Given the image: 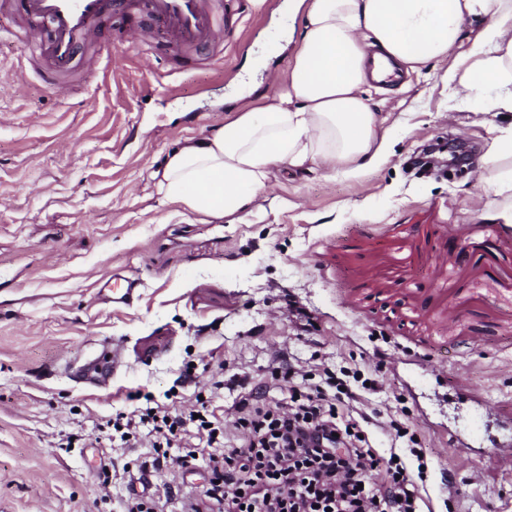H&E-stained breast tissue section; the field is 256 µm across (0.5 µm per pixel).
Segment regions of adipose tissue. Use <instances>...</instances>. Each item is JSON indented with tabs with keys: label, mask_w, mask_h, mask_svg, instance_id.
Segmentation results:
<instances>
[{
	"label": "adipose tissue",
	"mask_w": 512,
	"mask_h": 512,
	"mask_svg": "<svg viewBox=\"0 0 512 512\" xmlns=\"http://www.w3.org/2000/svg\"><path fill=\"white\" fill-rule=\"evenodd\" d=\"M301 30L276 93L243 105L223 126L171 150L153 172L163 199L210 217L246 210L288 165L348 178L392 155L390 128L363 95L375 47L408 72L445 63L443 79L485 110L512 112V0H289ZM485 20L466 60L447 65L468 21ZM477 180L512 224V124L479 159Z\"/></svg>",
	"instance_id": "ef3b65f1"
}]
</instances>
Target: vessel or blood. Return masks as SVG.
<instances>
[{"instance_id": "vessel-or-blood-1", "label": "vessel or blood", "mask_w": 512, "mask_h": 512, "mask_svg": "<svg viewBox=\"0 0 512 512\" xmlns=\"http://www.w3.org/2000/svg\"><path fill=\"white\" fill-rule=\"evenodd\" d=\"M23 8L30 23L24 51L54 76L74 73L80 50L100 43L104 23L116 14L133 42L148 27L162 31L173 49L224 42L223 0H23Z\"/></svg>"}]
</instances>
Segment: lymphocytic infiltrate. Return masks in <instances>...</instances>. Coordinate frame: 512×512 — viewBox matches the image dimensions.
I'll list each match as a JSON object with an SVG mask.
<instances>
[{"label":"lymphocytic infiltrate","instance_id":"1","mask_svg":"<svg viewBox=\"0 0 512 512\" xmlns=\"http://www.w3.org/2000/svg\"><path fill=\"white\" fill-rule=\"evenodd\" d=\"M243 393L233 404L245 431L233 449L224 447V427L200 415L195 421L162 406L114 423L126 445L149 438L152 466L160 469L170 448L181 441L187 423L213 448L209 463L215 477L204 500L187 499L183 512H419L420 486L404 462L377 455L357 419L339 418L337 399L321 385L292 397L287 411L271 408L257 389L240 380ZM224 456H216L217 448ZM384 468L381 488L368 483L370 472Z\"/></svg>","mask_w":512,"mask_h":512}]
</instances>
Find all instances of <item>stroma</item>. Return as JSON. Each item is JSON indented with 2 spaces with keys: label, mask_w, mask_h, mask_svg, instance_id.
Instances as JSON below:
<instances>
[{
  "label": "stroma",
  "mask_w": 512,
  "mask_h": 512,
  "mask_svg": "<svg viewBox=\"0 0 512 512\" xmlns=\"http://www.w3.org/2000/svg\"><path fill=\"white\" fill-rule=\"evenodd\" d=\"M282 2L224 0L223 58L191 69L157 31L106 69L125 38L114 17L79 54L82 94L29 64L19 95L27 20L0 0V512H126L153 450L114 437L115 419L202 404L237 445L235 374L273 402L344 377L381 454L406 448L397 429L415 437L430 512H512V224L480 199L474 166L505 111L465 103L429 67L365 86L395 147L359 177L281 165L261 209L222 218L156 192L167 153L223 125L229 87L246 79L253 104L275 92L294 53ZM252 51L264 72L247 74ZM140 57L158 61L149 94ZM125 278L138 286L113 302L107 284ZM103 338L122 360L90 387ZM282 360L293 383L276 379ZM189 453L186 470L174 458ZM170 454L151 476L156 512H181L211 478L194 425Z\"/></svg>",
  "instance_id": "stroma-1"
}]
</instances>
